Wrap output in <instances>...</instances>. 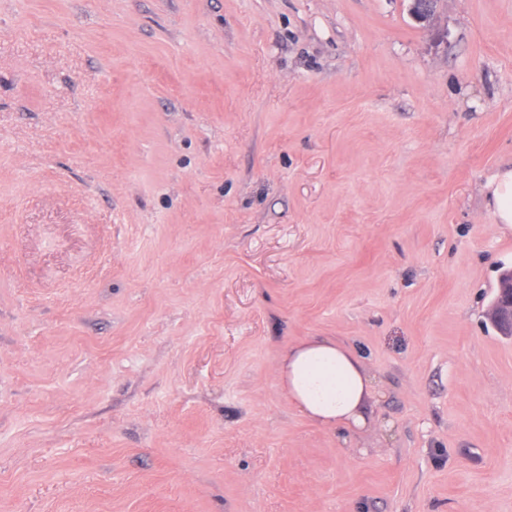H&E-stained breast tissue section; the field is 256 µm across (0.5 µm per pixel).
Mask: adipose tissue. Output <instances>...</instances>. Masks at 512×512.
<instances>
[{"mask_svg": "<svg viewBox=\"0 0 512 512\" xmlns=\"http://www.w3.org/2000/svg\"><path fill=\"white\" fill-rule=\"evenodd\" d=\"M278 378L312 423L354 437L365 428L376 388L361 359L345 345L310 337L288 346Z\"/></svg>", "mask_w": 512, "mask_h": 512, "instance_id": "obj_1", "label": "adipose tissue"}]
</instances>
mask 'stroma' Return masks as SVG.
<instances>
[{
  "instance_id": "stroma-1",
  "label": "stroma",
  "mask_w": 512,
  "mask_h": 512,
  "mask_svg": "<svg viewBox=\"0 0 512 512\" xmlns=\"http://www.w3.org/2000/svg\"><path fill=\"white\" fill-rule=\"evenodd\" d=\"M511 166L512 0H0V512H512ZM492 212L498 224L512 232V167L499 170L485 184ZM490 322L504 336L512 335V268L500 274V285L490 306ZM278 378L289 400L312 423L345 433L365 428L376 388L361 359L345 345L309 337L288 346Z\"/></svg>"
}]
</instances>
